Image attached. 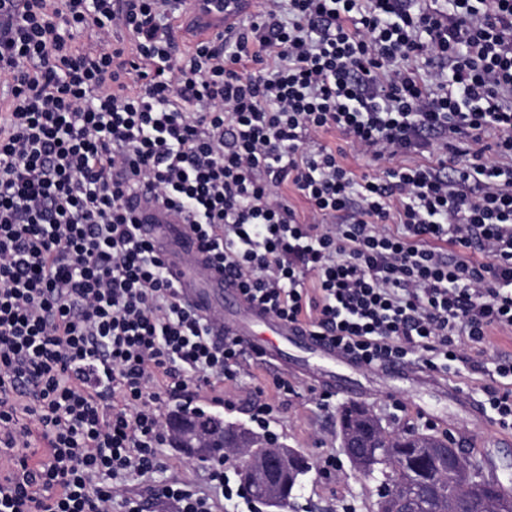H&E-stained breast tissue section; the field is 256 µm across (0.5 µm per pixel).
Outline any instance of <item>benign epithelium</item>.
<instances>
[{"label": "benign epithelium", "mask_w": 512, "mask_h": 512, "mask_svg": "<svg viewBox=\"0 0 512 512\" xmlns=\"http://www.w3.org/2000/svg\"><path fill=\"white\" fill-rule=\"evenodd\" d=\"M176 446L193 458L204 457L210 449L224 446V422L218 419H203L184 413L169 421ZM344 454L350 461L355 474L367 478L381 479L377 512H411L423 499L451 492L465 503L474 494H486L492 497L504 510L512 508V499L502 494L500 481L488 477L483 466L474 461L463 467L456 457V443L444 440L448 452V469L443 474L431 473L424 483H409L410 458L426 457L438 452L436 448H418L412 445L406 448L374 447L365 456H358L354 448L358 447L355 432H339ZM298 452L292 449L270 447L261 458L248 461L247 466L256 467L263 474L265 493L263 501L269 512H277L283 502V496L293 486L294 462Z\"/></svg>", "instance_id": "1"}]
</instances>
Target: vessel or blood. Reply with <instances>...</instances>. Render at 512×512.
Masks as SVG:
<instances>
[{
    "label": "vessel or blood",
    "instance_id": "obj_1",
    "mask_svg": "<svg viewBox=\"0 0 512 512\" xmlns=\"http://www.w3.org/2000/svg\"><path fill=\"white\" fill-rule=\"evenodd\" d=\"M129 206L143 236L164 257L185 301L210 321L216 339L238 340L273 370L283 369L321 387L354 397L363 389L348 378L358 362L308 329L271 317L249 302L223 271L213 267L187 225L152 199L138 195ZM375 374L402 382H430L440 393L446 382L396 362L374 366Z\"/></svg>",
    "mask_w": 512,
    "mask_h": 512
}]
</instances>
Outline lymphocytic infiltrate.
Instances as JSON below:
<instances>
[{"mask_svg":"<svg viewBox=\"0 0 512 512\" xmlns=\"http://www.w3.org/2000/svg\"><path fill=\"white\" fill-rule=\"evenodd\" d=\"M187 10L0 0V512L246 496L234 449L209 491L154 480L170 403L223 404L245 350L139 236L141 190L249 300L362 365L512 379L467 353L512 331V0H260L181 51ZM320 142L324 145L337 149L338 146L344 147V155L341 159L346 167L352 170L356 175H361L364 172H367L369 168L366 166L365 162L358 157L350 148L345 145V143L340 140V136L336 133H329L322 135Z\"/></svg>","mask_w":512,"mask_h":512,"instance_id":"1","label":"lymphocytic infiltrate"}]
</instances>
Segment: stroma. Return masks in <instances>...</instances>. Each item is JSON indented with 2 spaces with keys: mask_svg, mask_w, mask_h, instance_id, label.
Instances as JSON below:
<instances>
[{
  "mask_svg": "<svg viewBox=\"0 0 512 512\" xmlns=\"http://www.w3.org/2000/svg\"><path fill=\"white\" fill-rule=\"evenodd\" d=\"M237 372L235 381L224 384V397L235 407L225 411L223 418L225 423L246 428L250 425V399L259 390L266 397H274L277 373L254 357L246 358ZM355 377L366 391L364 404L382 417L389 430L414 429L468 441L471 453L486 471L502 483L512 482V431L501 429L490 417L462 413L453 400L429 389L413 390L405 385L386 388L365 370L357 371ZM297 386V395L282 403L277 415L280 446L298 451L314 465L334 457L339 468L328 477L313 471L305 475L285 512H375L377 481L354 475L340 447L336 418L347 397L334 395L330 408L324 409L318 404L320 386L302 379Z\"/></svg>",
  "mask_w": 512,
  "mask_h": 512,
  "instance_id": "obj_1",
  "label": "stroma"
}]
</instances>
